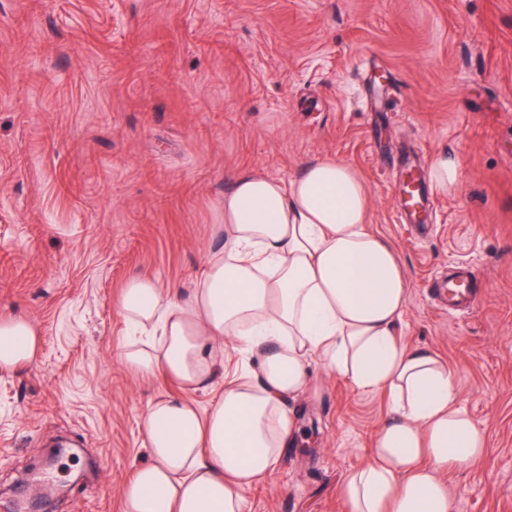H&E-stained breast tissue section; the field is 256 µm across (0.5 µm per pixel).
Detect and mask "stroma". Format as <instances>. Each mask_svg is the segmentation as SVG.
I'll return each instance as SVG.
<instances>
[{
	"label": "stroma",
	"mask_w": 512,
	"mask_h": 512,
	"mask_svg": "<svg viewBox=\"0 0 512 512\" xmlns=\"http://www.w3.org/2000/svg\"><path fill=\"white\" fill-rule=\"evenodd\" d=\"M443 150L459 186L401 224L411 160ZM320 160L363 180L404 267L399 345L447 363L486 433L446 474L453 512H512V0H0V320L41 338L0 372V512L48 486L68 490L51 512H122L147 408L179 391L120 362L123 288L190 287L239 173ZM460 263L481 300L456 317L435 288ZM310 371L297 408L317 425L246 512H346L392 416L387 394ZM59 438L69 453L32 469Z\"/></svg>",
	"instance_id": "1"
}]
</instances>
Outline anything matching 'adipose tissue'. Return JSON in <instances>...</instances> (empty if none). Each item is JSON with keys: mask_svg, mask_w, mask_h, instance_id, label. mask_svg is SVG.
I'll use <instances>...</instances> for the list:
<instances>
[{"mask_svg": "<svg viewBox=\"0 0 512 512\" xmlns=\"http://www.w3.org/2000/svg\"><path fill=\"white\" fill-rule=\"evenodd\" d=\"M370 199L347 164L317 161L283 180L244 173L224 195L222 248L210 252L188 294L131 278L120 311L145 341L121 359L176 380L179 396L148 407L150 463L122 487L123 512H244V493L297 443L290 401L310 387L319 359L362 390L384 391L395 416L376 434L372 461L340 488L348 512H452L440 474L480 458L484 432L459 405L454 376L436 354L400 346L406 281L392 245L367 227ZM251 355L206 410L189 393L223 371L225 342ZM22 317L0 322V370L36 356Z\"/></svg>", "mask_w": 512, "mask_h": 512, "instance_id": "adipose-tissue-1", "label": "adipose tissue"}]
</instances>
